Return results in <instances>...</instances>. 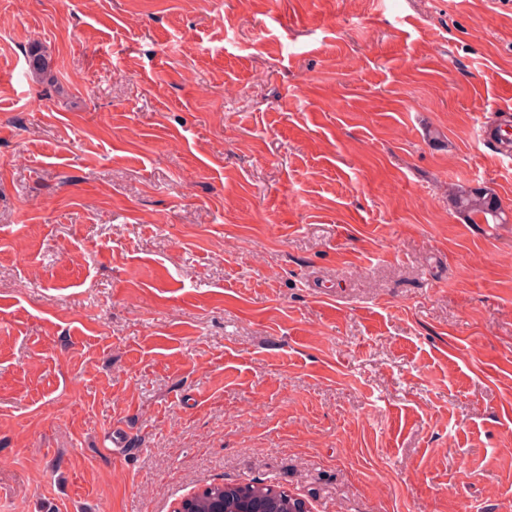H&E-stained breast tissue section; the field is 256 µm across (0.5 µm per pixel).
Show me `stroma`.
<instances>
[{
  "mask_svg": "<svg viewBox=\"0 0 512 512\" xmlns=\"http://www.w3.org/2000/svg\"><path fill=\"white\" fill-rule=\"evenodd\" d=\"M504 118L512 0H0V512H512ZM448 196L455 213L466 224H502L504 221L501 202L491 189L459 185L451 188ZM268 489L270 493H266ZM283 492V494H282ZM282 494V498L279 496ZM310 512L305 500L275 485L224 486V497L212 499L206 512Z\"/></svg>",
  "mask_w": 512,
  "mask_h": 512,
  "instance_id": "35a3bbf8",
  "label": "stroma"
}]
</instances>
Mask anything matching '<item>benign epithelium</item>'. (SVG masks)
<instances>
[{
    "mask_svg": "<svg viewBox=\"0 0 512 512\" xmlns=\"http://www.w3.org/2000/svg\"><path fill=\"white\" fill-rule=\"evenodd\" d=\"M205 492L203 487L176 502L172 512H197ZM206 512H310V508L305 500L274 485L243 484L224 486V497L211 500Z\"/></svg>",
    "mask_w": 512,
    "mask_h": 512,
    "instance_id": "benign-epithelium-1",
    "label": "benign epithelium"
}]
</instances>
